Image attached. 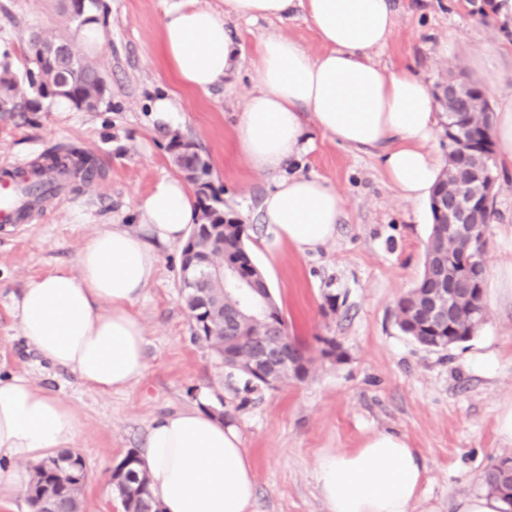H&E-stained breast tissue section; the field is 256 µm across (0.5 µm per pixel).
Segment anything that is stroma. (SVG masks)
Instances as JSON below:
<instances>
[{"label":"stroma","instance_id":"35a3bbf8","mask_svg":"<svg viewBox=\"0 0 512 512\" xmlns=\"http://www.w3.org/2000/svg\"><path fill=\"white\" fill-rule=\"evenodd\" d=\"M172 0H105L101 47L81 45L106 82L97 111L22 109L0 113V162L40 160L79 149L99 168L90 185L70 181L42 212L0 228V374L25 376L69 404L79 418L72 452L87 470L85 512H123L111 473L131 449L146 447L150 422L206 406L240 429L254 464V512H325L313 464L324 452L359 447L376 430L405 435L422 451L424 488L439 512L478 492L483 471L512 444L496 431L502 403L512 398V291L497 288L512 263V173L497 174L493 219L486 231L487 318L468 342L430 351L404 334L399 299L418 281L431 217L428 202L401 199L371 153L315 136L313 149L288 173L315 175L344 199L334 241L299 254L260 221L271 177L251 170L236 147V119L251 92V60L260 40L284 34L310 54L323 46L303 17L231 21L245 52L223 85L209 93L183 88L160 51L164 13ZM488 0H392L394 34L376 52L390 70L411 69L429 88L453 77L474 82L489 104L512 89V16L486 12ZM71 37L63 0H0V63L21 70L32 33ZM181 99L174 123L151 111L159 95ZM192 141L223 188L224 209L246 226V247L313 358L306 377L274 389L246 390L203 344L180 300L182 247L158 246V271L133 310L143 323L148 369L126 389L101 394L72 372L50 365L19 333L14 303L30 279L76 269L78 254L103 226L139 228L137 197L164 176L180 177L172 134ZM339 356L322 358V338Z\"/></svg>","mask_w":512,"mask_h":512}]
</instances>
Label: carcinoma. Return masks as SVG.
Listing matches in <instances>:
<instances>
[{"label": "carcinoma", "mask_w": 512, "mask_h": 512, "mask_svg": "<svg viewBox=\"0 0 512 512\" xmlns=\"http://www.w3.org/2000/svg\"><path fill=\"white\" fill-rule=\"evenodd\" d=\"M102 6L98 0H71L68 14L70 22L76 28H82L88 21V15L98 14ZM52 44V41L34 34L29 39V55L23 70L19 73L11 71L9 64L3 65V75L0 76V98L6 101L0 112H14L23 107L37 111L43 106H52L59 99H66L76 107L86 111L94 110L103 101L106 92L104 79L99 69L86 62L81 55L74 59H57L48 54L39 52V48ZM480 103H475L474 111L459 112L453 106L448 107V113L458 120L467 117L472 123L475 135L486 142L483 149L486 155L483 161L490 170H495L494 142L485 137L479 113ZM71 162L77 171L86 176L93 174L94 164L90 157L74 150L70 153ZM187 165L196 172V182L207 193L196 194V210H201L212 216L217 224L231 225L224 235V248L220 249L207 239L201 238L197 242V250L218 259L220 257L240 263L242 269L252 273L259 287H264L263 276L260 271L254 270L255 264L245 248V233L236 228L237 217L231 213H224L223 190L216 189L210 181L211 169L208 161L195 154L187 158ZM444 250L448 254L451 265L459 267L462 264L475 266L478 264L472 251L461 246L444 242ZM430 274L429 266H424L423 273L417 284L402 296L397 303V317L400 329L420 346L432 350H445L451 346L460 345L469 341L486 318V307L483 293L472 292L456 304V313L446 329L436 330L431 326L414 330L412 320L420 305L425 301V284ZM207 291L208 305L201 320L194 322L195 339L211 349L219 358H224V352L235 355V360L224 362V366L232 373L246 376L242 366L251 357L253 344L262 340L270 345L277 346L288 342L301 351L302 363L297 368L283 370L276 377V384L282 385L288 380L300 379L309 372V365L313 358L305 344L296 336L290 335L288 323L284 317H279V333L272 334L268 324L261 319L246 316L242 322V331L231 334L224 332V310L236 304L245 303V298L238 292L228 291L219 286L201 287L181 293L186 307H192L195 297L201 291ZM126 462L128 469L126 479L138 487L137 496L121 498L124 512H149L150 492L147 477L139 470L140 455L135 449L127 452ZM87 480L85 463L80 455L68 453L64 457L63 471L54 474L47 471L43 464L36 465L30 472L27 484L28 502L32 512H82L83 494ZM482 486L490 493L500 496L512 505V479L503 476V472L494 466L483 474Z\"/></svg>", "instance_id": "obj_1"}]
</instances>
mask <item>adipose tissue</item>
I'll return each instance as SVG.
<instances>
[{"label":"adipose tissue","instance_id":"adipose-tissue-1","mask_svg":"<svg viewBox=\"0 0 512 512\" xmlns=\"http://www.w3.org/2000/svg\"><path fill=\"white\" fill-rule=\"evenodd\" d=\"M299 12L324 52L310 55L289 36L263 38L236 135L252 170L274 178L260 207L262 223L303 254L335 239L343 206L323 180L286 172L309 151L308 129L347 148L377 150L388 182L413 203L431 196L445 162L435 148L439 114L428 86L374 59L394 31L390 0H224L220 14L198 0H174L162 20L161 50L180 84L205 91L223 83L243 51L227 19L283 21ZM136 208L144 231L97 232L76 270L29 281L17 303L26 342L103 393L145 373L144 327L132 306L157 274L154 242L183 241L194 221L191 193L174 178L156 181ZM78 426L67 403L28 378L0 377V502L24 485L16 464L70 447ZM140 467L162 512H253L255 472L242 434L209 410L153 419ZM425 474L421 450L389 431L322 454L314 466L326 512H438L422 492Z\"/></svg>","mask_w":512,"mask_h":512}]
</instances>
